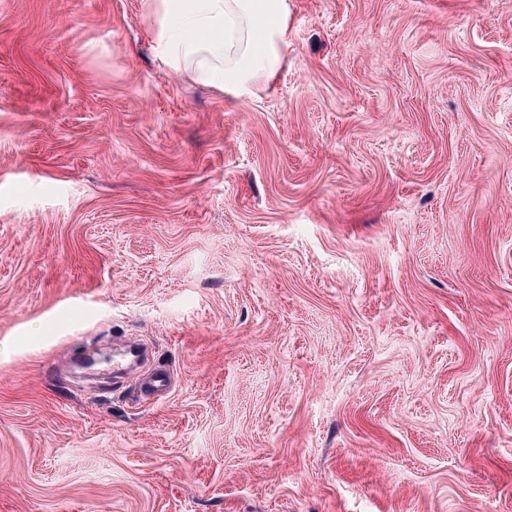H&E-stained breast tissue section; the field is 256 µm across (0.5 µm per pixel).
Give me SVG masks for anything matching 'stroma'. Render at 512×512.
Wrapping results in <instances>:
<instances>
[{
  "mask_svg": "<svg viewBox=\"0 0 512 512\" xmlns=\"http://www.w3.org/2000/svg\"><path fill=\"white\" fill-rule=\"evenodd\" d=\"M290 9L236 99L0 0V512H512V0Z\"/></svg>",
  "mask_w": 512,
  "mask_h": 512,
  "instance_id": "35a3bbf8",
  "label": "stroma"
}]
</instances>
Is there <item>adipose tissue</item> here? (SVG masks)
Instances as JSON below:
<instances>
[{
    "mask_svg": "<svg viewBox=\"0 0 512 512\" xmlns=\"http://www.w3.org/2000/svg\"><path fill=\"white\" fill-rule=\"evenodd\" d=\"M153 48L191 81L240 97L272 81L288 47V0H148Z\"/></svg>",
    "mask_w": 512,
    "mask_h": 512,
    "instance_id": "ef3b65f1",
    "label": "adipose tissue"
}]
</instances>
